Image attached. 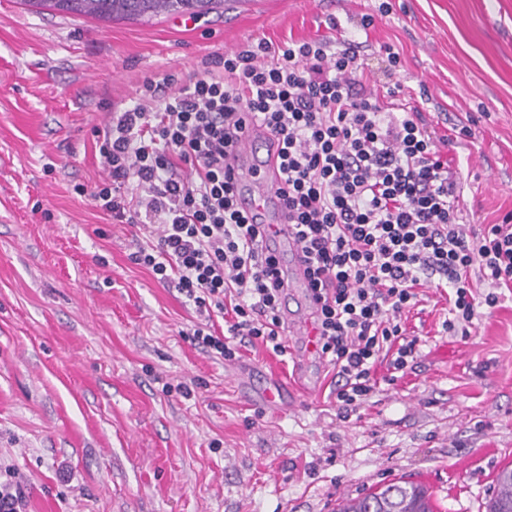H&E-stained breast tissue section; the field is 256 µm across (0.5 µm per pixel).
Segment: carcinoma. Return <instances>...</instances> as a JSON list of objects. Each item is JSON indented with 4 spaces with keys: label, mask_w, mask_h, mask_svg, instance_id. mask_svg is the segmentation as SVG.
<instances>
[{
    "label": "carcinoma",
    "mask_w": 512,
    "mask_h": 512,
    "mask_svg": "<svg viewBox=\"0 0 512 512\" xmlns=\"http://www.w3.org/2000/svg\"><path fill=\"white\" fill-rule=\"evenodd\" d=\"M50 10L98 19H145L164 14L205 16L219 11L224 0H27ZM497 492L488 512H512V469L498 474ZM338 512H435L424 486L413 481L392 482L375 492L348 501Z\"/></svg>",
    "instance_id": "obj_1"
}]
</instances>
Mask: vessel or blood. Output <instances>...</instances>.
<instances>
[{
    "instance_id": "vessel-or-blood-1",
    "label": "vessel or blood",
    "mask_w": 512,
    "mask_h": 512,
    "mask_svg": "<svg viewBox=\"0 0 512 512\" xmlns=\"http://www.w3.org/2000/svg\"><path fill=\"white\" fill-rule=\"evenodd\" d=\"M279 149L275 137L255 123H248L236 136L234 151L225 170L232 178L240 211L249 222L262 225L263 248L281 263L287 295L296 304L295 311L286 317L285 323L289 335L304 344L295 358V368L301 372L317 353L316 310L305 288L299 246L280 195L283 183L277 170Z\"/></svg>"
}]
</instances>
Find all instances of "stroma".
I'll return each mask as SVG.
<instances>
[{"label":"stroma","mask_w":512,"mask_h":512,"mask_svg":"<svg viewBox=\"0 0 512 512\" xmlns=\"http://www.w3.org/2000/svg\"><path fill=\"white\" fill-rule=\"evenodd\" d=\"M339 33L360 45L367 92L400 86L436 136L460 130L448 156L463 217L502 223L512 0H226L186 25L0 0V467L25 480L24 512H335L404 476L437 512H485L512 466V288L466 337L442 328L446 293L420 289L404 321L416 363L396 379L379 365L360 417H337L336 373L319 357L312 392L276 411L260 387L293 385L298 340L282 357L259 343L209 357L187 338L193 303L131 261L138 226L88 196L108 176L98 133L145 77H220L211 57L248 41Z\"/></svg>","instance_id":"35a3bbf8"}]
</instances>
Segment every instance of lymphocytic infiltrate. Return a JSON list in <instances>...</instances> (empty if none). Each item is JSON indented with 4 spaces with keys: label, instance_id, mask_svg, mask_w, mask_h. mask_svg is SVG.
Returning <instances> with one entry per match:
<instances>
[{
    "label": "lymphocytic infiltrate",
    "instance_id": "f902f5d3",
    "mask_svg": "<svg viewBox=\"0 0 512 512\" xmlns=\"http://www.w3.org/2000/svg\"><path fill=\"white\" fill-rule=\"evenodd\" d=\"M218 62L219 81L144 79L138 100L113 113L102 135L109 177L90 197L114 220L149 230L131 258L193 302L195 346L225 361L256 343L287 355L279 262L224 174L229 129L251 118L275 135L282 194L318 304L319 351L336 372L337 415L349 419L375 391L378 362L394 374L412 368L419 339L402 317L418 287L447 289L448 333L467 332L480 308L497 304L495 294L474 292L472 271L512 288V215L465 226L444 154L452 138H435L420 110L396 112L364 92L354 47L261 39Z\"/></svg>",
    "mask_w": 512,
    "mask_h": 512
}]
</instances>
